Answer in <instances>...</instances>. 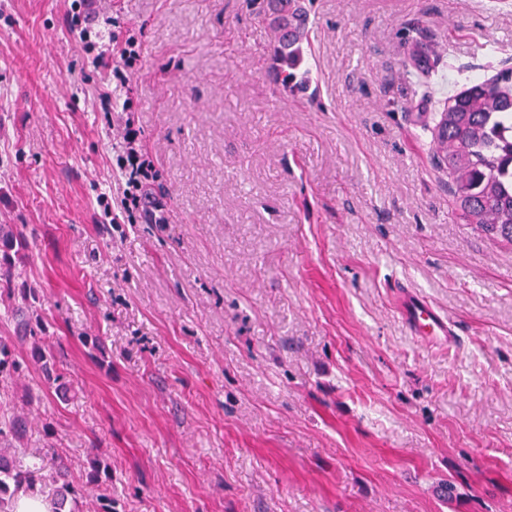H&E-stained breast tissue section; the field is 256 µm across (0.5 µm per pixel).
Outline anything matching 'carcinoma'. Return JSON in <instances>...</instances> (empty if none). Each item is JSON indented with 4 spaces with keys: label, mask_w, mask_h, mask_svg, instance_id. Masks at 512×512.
<instances>
[{
    "label": "carcinoma",
    "mask_w": 512,
    "mask_h": 512,
    "mask_svg": "<svg viewBox=\"0 0 512 512\" xmlns=\"http://www.w3.org/2000/svg\"><path fill=\"white\" fill-rule=\"evenodd\" d=\"M258 22L273 34L281 69L277 80L283 87L293 81L288 67L296 65L307 40L308 16L304 0H262L256 11ZM437 47L411 40L407 62L425 71ZM432 127L434 161L448 174V187L456 216L493 238L512 243V141L497 138L501 124L512 127V67H503L488 77H473L448 99ZM28 251V236L21 224H0V322L12 334L0 336V386L5 388L22 372L16 350L24 346L28 360L38 367L42 386L68 405L75 399L66 376L57 365L48 343L46 326L39 314L41 290L18 282L20 265ZM11 406H0V512H14L22 495L40 496L52 504V512H116L112 500V466L94 448L74 476L70 463L56 458L52 468L44 456L53 445L29 447L30 407L40 394L24 387ZM31 462L22 466L17 454Z\"/></svg>",
    "instance_id": "1"
}]
</instances>
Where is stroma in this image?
I'll return each mask as SVG.
<instances>
[{"label":"stroma","mask_w":512,"mask_h":512,"mask_svg":"<svg viewBox=\"0 0 512 512\" xmlns=\"http://www.w3.org/2000/svg\"><path fill=\"white\" fill-rule=\"evenodd\" d=\"M71 3L0 0V224L79 395L34 426L73 468L109 455L118 512H512V244L457 222L430 158L452 83L405 68L413 39L512 59V0H306L288 90L252 0H83L100 43L141 41L116 96L158 224L98 213L108 74ZM400 287L456 347L412 338ZM80 24L78 15H72V28L78 34L82 43L83 50L92 56L93 62L102 67H106L109 71V77L113 76L120 86L128 85L130 75L135 70L137 63L140 61L142 47L140 40L135 32L126 30L125 36L119 47L120 65L112 68V58H107L103 53L95 54V44L89 40V34L86 29L78 28Z\"/></svg>","instance_id":"1"}]
</instances>
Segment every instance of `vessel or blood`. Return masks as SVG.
I'll return each instance as SVG.
<instances>
[{"instance_id": "vessel-or-blood-1", "label": "vessel or blood", "mask_w": 512, "mask_h": 512, "mask_svg": "<svg viewBox=\"0 0 512 512\" xmlns=\"http://www.w3.org/2000/svg\"><path fill=\"white\" fill-rule=\"evenodd\" d=\"M397 312L412 335L423 343L449 348L456 345L459 340L454 325L412 292H401Z\"/></svg>"}]
</instances>
